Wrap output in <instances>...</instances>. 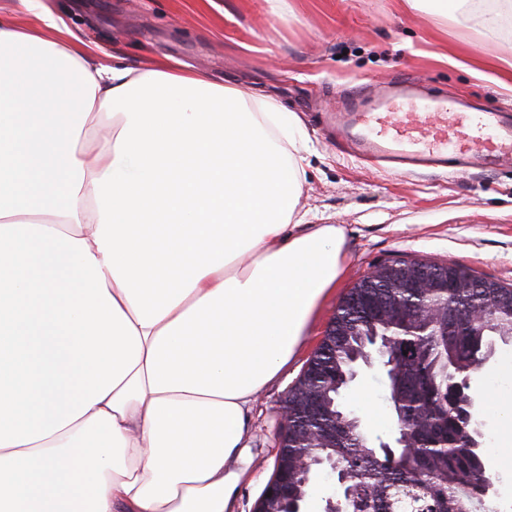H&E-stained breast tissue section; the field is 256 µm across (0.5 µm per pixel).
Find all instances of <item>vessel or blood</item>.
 <instances>
[{
  "label": "vessel or blood",
  "instance_id": "obj_1",
  "mask_svg": "<svg viewBox=\"0 0 512 512\" xmlns=\"http://www.w3.org/2000/svg\"><path fill=\"white\" fill-rule=\"evenodd\" d=\"M346 149L402 170L466 171L512 166V111L466 100L429 99L428 89L401 76L378 95L346 94L335 115Z\"/></svg>",
  "mask_w": 512,
  "mask_h": 512
}]
</instances>
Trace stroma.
Here are the masks:
<instances>
[{"label": "stroma", "instance_id": "35a3bbf8", "mask_svg": "<svg viewBox=\"0 0 512 512\" xmlns=\"http://www.w3.org/2000/svg\"><path fill=\"white\" fill-rule=\"evenodd\" d=\"M44 0L106 63L177 61L252 98L270 97L298 115L311 140L299 201L310 223L345 233L340 280L314 313L296 355L269 384L250 418L255 482L236 512H253L271 478L288 391L316 350L338 304L372 270L399 259L456 265L512 286V168L405 175L365 165L336 147L317 113L337 92L398 72L449 94L512 108V25L486 31L409 10L405 0H286L268 16L263 0ZM512 344L496 343L470 381L482 461L494 482L492 512H512V466L498 458L502 431L484 394L512 395ZM384 376L361 366L342 403L371 437L393 442Z\"/></svg>", "mask_w": 512, "mask_h": 512}]
</instances>
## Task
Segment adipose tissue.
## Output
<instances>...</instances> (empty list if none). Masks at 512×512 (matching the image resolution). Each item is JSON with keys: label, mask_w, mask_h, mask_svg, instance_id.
<instances>
[{"label": "adipose tissue", "mask_w": 512, "mask_h": 512, "mask_svg": "<svg viewBox=\"0 0 512 512\" xmlns=\"http://www.w3.org/2000/svg\"><path fill=\"white\" fill-rule=\"evenodd\" d=\"M0 18V512H234L247 420L339 277L271 98ZM488 27L512 0H405ZM95 114L97 127L86 117Z\"/></svg>", "instance_id": "ef3b65f1"}]
</instances>
